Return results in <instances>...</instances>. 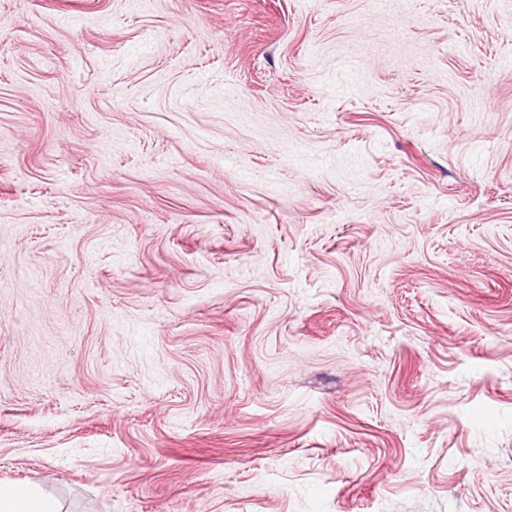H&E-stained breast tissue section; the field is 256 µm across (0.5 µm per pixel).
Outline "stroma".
<instances>
[{
  "label": "stroma",
  "mask_w": 512,
  "mask_h": 512,
  "mask_svg": "<svg viewBox=\"0 0 512 512\" xmlns=\"http://www.w3.org/2000/svg\"><path fill=\"white\" fill-rule=\"evenodd\" d=\"M14 482L512 512V0H0Z\"/></svg>",
  "instance_id": "1"
}]
</instances>
